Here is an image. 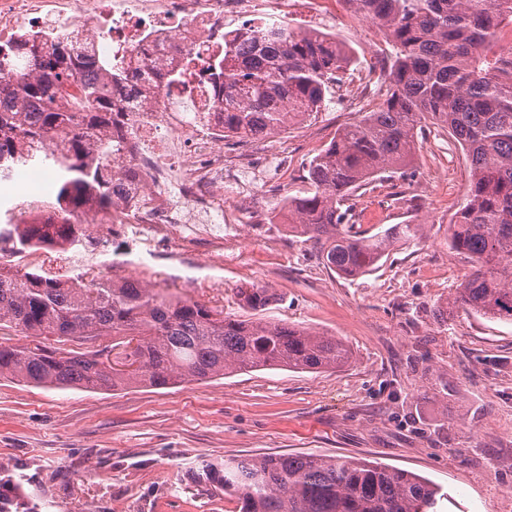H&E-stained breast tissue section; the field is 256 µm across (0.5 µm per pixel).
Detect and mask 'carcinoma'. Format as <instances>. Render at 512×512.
Listing matches in <instances>:
<instances>
[{"instance_id":"carcinoma-1","label":"carcinoma","mask_w":512,"mask_h":512,"mask_svg":"<svg viewBox=\"0 0 512 512\" xmlns=\"http://www.w3.org/2000/svg\"><path fill=\"white\" fill-rule=\"evenodd\" d=\"M378 22L392 47L385 100L336 133L309 161L308 189L285 199L289 228L319 245L325 265L360 276L389 257L390 247L424 235L423 224L376 233L350 222L346 202L375 177L412 163L427 123L440 125L465 151L468 195L451 224L449 245L474 263L452 305L512 322V54L497 50L512 26V0H343ZM352 54L329 34L277 31L235 35L213 57L206 80L224 113V137L266 138L322 111ZM112 58L76 55L64 36L50 46L0 49V181L34 163L56 170L57 191L44 224H20L15 208L0 223L9 255L57 246L89 247L80 214L88 202L107 212L112 180L92 161L112 150ZM78 84L76 111L56 102ZM61 135L63 148L41 151ZM244 310L261 311L267 289L237 292ZM31 338L0 344V378L44 388L118 390L204 382L274 366L319 372L351 359L334 336L297 325L240 319L139 281L88 269L56 274L0 264V328ZM73 342L53 347L46 340ZM237 512H430L442 489L413 472L362 459L266 454L224 460L197 473ZM35 507L0 493V512Z\"/></svg>"}]
</instances>
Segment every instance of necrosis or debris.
Masks as SVG:
<instances>
[{
  "instance_id": "4bbe7bcc",
  "label": "necrosis or debris",
  "mask_w": 512,
  "mask_h": 512,
  "mask_svg": "<svg viewBox=\"0 0 512 512\" xmlns=\"http://www.w3.org/2000/svg\"><path fill=\"white\" fill-rule=\"evenodd\" d=\"M329 0H0V45L46 42L69 34L74 46L108 55L114 67L142 76L138 106L117 113L112 140L120 151L112 172L109 213L88 208L81 217L94 252H67L75 268L106 257L109 275L134 272L131 249L153 252L165 243L191 253L188 224H221L245 200L224 193V115L204 80L206 60L223 49L224 36L243 27L285 21L301 6L318 19ZM32 181L22 197L24 221L38 223L52 195L53 174L38 166L16 168Z\"/></svg>"
}]
</instances>
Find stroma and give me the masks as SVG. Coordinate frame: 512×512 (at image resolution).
<instances>
[{"label": "stroma", "instance_id": "35a3bbf8", "mask_svg": "<svg viewBox=\"0 0 512 512\" xmlns=\"http://www.w3.org/2000/svg\"><path fill=\"white\" fill-rule=\"evenodd\" d=\"M331 25L355 55L347 77L369 76L359 108L347 110L337 95L316 118L265 138L288 174L254 184L262 221L225 238L223 266L189 271L162 246L135 276L236 316L241 284L268 288L273 300L260 319L338 337L350 362L117 391L0 379V467L41 512H236L192 470L269 453L377 461L442 487L437 512H512V322L451 304L473 271L448 242L470 182L461 146L430 126L409 167L355 192L353 218L363 227H425L369 274L330 270L278 209L306 189L309 161L336 131L384 100L383 33L360 34L341 2Z\"/></svg>", "mask_w": 512, "mask_h": 512}]
</instances>
